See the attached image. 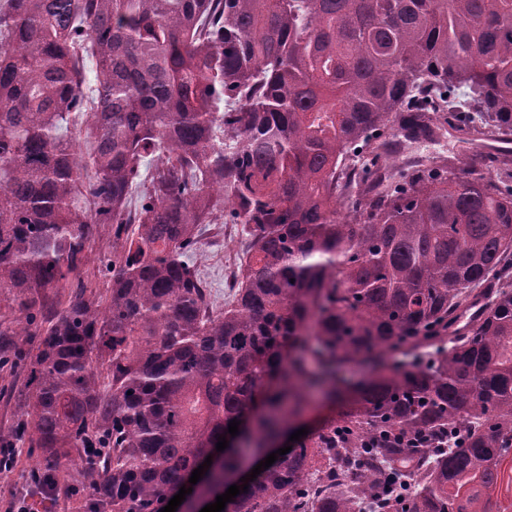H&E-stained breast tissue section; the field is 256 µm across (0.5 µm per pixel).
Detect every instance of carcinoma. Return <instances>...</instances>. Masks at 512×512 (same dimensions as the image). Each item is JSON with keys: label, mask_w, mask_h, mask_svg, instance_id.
Wrapping results in <instances>:
<instances>
[{"label": "carcinoma", "mask_w": 512, "mask_h": 512, "mask_svg": "<svg viewBox=\"0 0 512 512\" xmlns=\"http://www.w3.org/2000/svg\"><path fill=\"white\" fill-rule=\"evenodd\" d=\"M447 111L512 131V0H0V309L25 314L0 353L39 337L29 512L68 464L80 512H160L218 438L216 482L364 360L223 512L507 509L512 157L492 178L372 145ZM224 222L250 240L220 308L193 256Z\"/></svg>", "instance_id": "obj_1"}]
</instances>
